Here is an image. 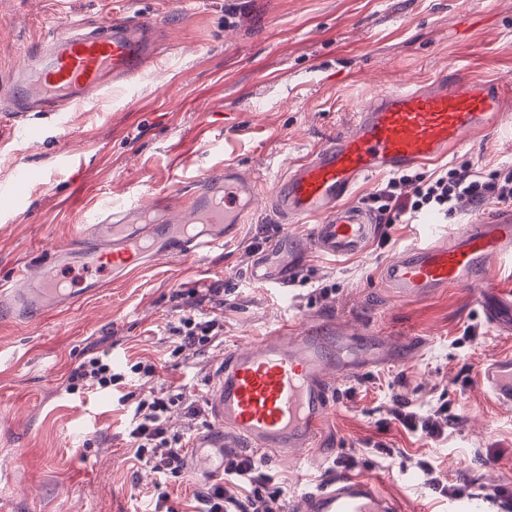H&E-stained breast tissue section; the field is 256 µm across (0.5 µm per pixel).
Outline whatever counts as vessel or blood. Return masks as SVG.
I'll return each instance as SVG.
<instances>
[{
  "mask_svg": "<svg viewBox=\"0 0 512 512\" xmlns=\"http://www.w3.org/2000/svg\"><path fill=\"white\" fill-rule=\"evenodd\" d=\"M155 22L108 23L99 31L74 33L59 28L44 58L23 60L0 105L20 119L42 112L59 120L73 104L97 97L109 79H135L155 51ZM503 90L495 84L439 80L378 95L357 114L350 132L292 165L279 185L275 207L293 224L311 227V247L334 258L361 255L374 238V217L347 197L361 178L378 172L430 163L466 136L494 125ZM259 193V182L233 165L213 168L191 183L189 194L136 203L128 210L96 212L70 244L51 254L63 271H77L74 282L45 275L31 279L26 268L0 283V312L39 321L58 305L103 287L105 275L132 273L137 259L164 254L192 257L222 247L228 226L240 223ZM284 244L259 252L248 277L287 292L278 270ZM512 256V208L496 217L444 234L439 219L426 218L417 242L382 269L385 284L400 298L415 300L444 288H470L487 322H502L512 311V291L489 276L490 268ZM333 325H286L249 348L233 350L213 374L207 401L209 429L193 443L188 467L203 476L224 470V451L251 448L284 453L315 447L331 408L335 383L373 367L370 359L342 365L351 344ZM477 384L502 405H512V357L484 364ZM296 512H405L400 500L377 481L344 474L306 492Z\"/></svg>",
  "mask_w": 512,
  "mask_h": 512,
  "instance_id": "b4317fda",
  "label": "vessel or blood"
}]
</instances>
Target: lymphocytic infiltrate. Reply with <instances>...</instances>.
Here are the masks:
<instances>
[{
    "label": "lymphocytic infiltrate",
    "mask_w": 512,
    "mask_h": 512,
    "mask_svg": "<svg viewBox=\"0 0 512 512\" xmlns=\"http://www.w3.org/2000/svg\"><path fill=\"white\" fill-rule=\"evenodd\" d=\"M512 204V168L494 171L491 176L470 166L445 165L430 174L397 173L381 182L366 199L379 223L411 224L431 215H456L462 204L478 209L487 203ZM221 289L186 290V309L165 327L174 352L193 347L200 351L224 343V302ZM154 364L141 360L128 370L114 367L109 352H95L77 364L67 379L70 395L105 393L118 406H130L127 435L134 444L133 455L150 467L160 482L181 477L186 467L189 439L170 433L166 415L172 406L181 405L190 423L204 417L202 397H189L174 390L148 388L138 400L126 393L128 375L153 380ZM288 491L260 469L254 454L228 453L224 456V475L193 495L191 512H289Z\"/></svg>",
    "instance_id": "lymphocytic-infiltrate-1"
}]
</instances>
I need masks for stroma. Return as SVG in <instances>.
<instances>
[{
    "label": "stroma",
    "mask_w": 512,
    "mask_h": 512,
    "mask_svg": "<svg viewBox=\"0 0 512 512\" xmlns=\"http://www.w3.org/2000/svg\"><path fill=\"white\" fill-rule=\"evenodd\" d=\"M115 16L154 18L158 57L134 81H113L97 101L72 106L67 128L32 112L27 122L44 127L42 140L25 142L15 128L0 146V187L24 165L44 173L42 183L0 195V281L19 266L46 267L92 206L187 192L224 161L270 192L287 164L348 132L378 94L442 77L512 89V0H0V81L59 27L88 31ZM449 163L512 167V112L422 170ZM417 232L396 223L363 255L333 258L309 250L310 225L281 223L262 204L223 249L148 259L37 323L0 318V512H152L157 477L133 463L124 411L106 395L67 394L69 371L107 349L118 368L152 360L160 382L196 395L225 355L286 321L355 336L377 327L409 341L399 362L335 387L312 452L259 453L263 472L290 496L336 477L345 454L357 458L354 475L380 481L406 512L450 504L428 485L423 460L461 499L482 487L512 493V408L476 384L485 362L512 355V333L488 324L464 288L413 301L385 288L381 266ZM283 238L295 278L284 296L249 280L245 253L252 240L265 248ZM210 285L224 290L223 346L171 355L164 326L183 304L176 291ZM324 286L331 292L322 297ZM470 325L477 341L462 338ZM405 401L423 415L447 405L458 421L441 440L410 432L393 417ZM381 445L394 457L379 454Z\"/></svg>",
    "instance_id": "1"
}]
</instances>
